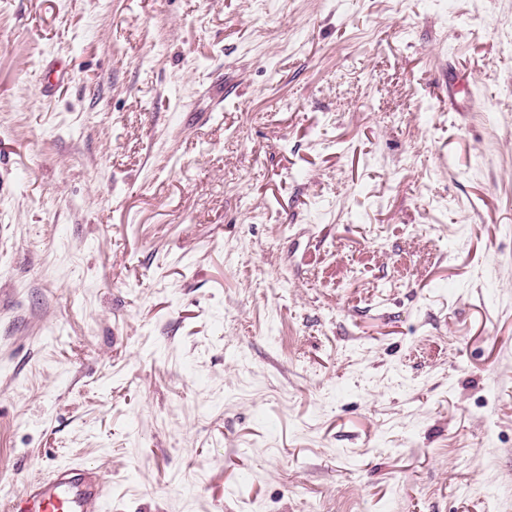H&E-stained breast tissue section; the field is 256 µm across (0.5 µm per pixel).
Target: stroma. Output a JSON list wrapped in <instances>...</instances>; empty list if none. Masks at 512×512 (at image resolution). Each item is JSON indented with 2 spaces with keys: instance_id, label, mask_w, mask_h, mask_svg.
Wrapping results in <instances>:
<instances>
[{
  "instance_id": "obj_1",
  "label": "stroma",
  "mask_w": 512,
  "mask_h": 512,
  "mask_svg": "<svg viewBox=\"0 0 512 512\" xmlns=\"http://www.w3.org/2000/svg\"><path fill=\"white\" fill-rule=\"evenodd\" d=\"M87 464L512 512V0H0V500Z\"/></svg>"
}]
</instances>
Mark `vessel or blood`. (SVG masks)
<instances>
[{
	"label": "vessel or blood",
	"instance_id": "b4317fda",
	"mask_svg": "<svg viewBox=\"0 0 512 512\" xmlns=\"http://www.w3.org/2000/svg\"><path fill=\"white\" fill-rule=\"evenodd\" d=\"M105 496L97 467L63 466L51 477L27 481L7 512H92Z\"/></svg>",
	"mask_w": 512,
	"mask_h": 512
}]
</instances>
